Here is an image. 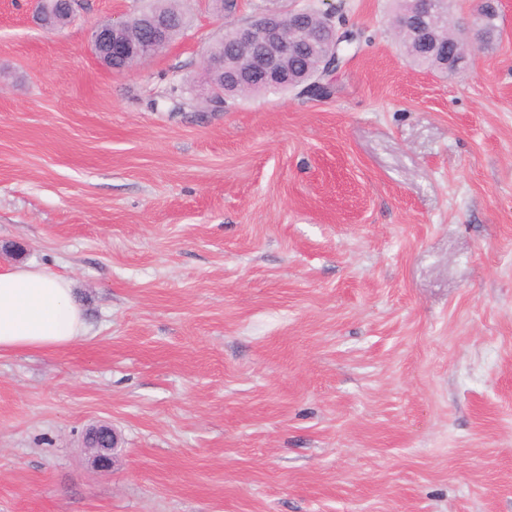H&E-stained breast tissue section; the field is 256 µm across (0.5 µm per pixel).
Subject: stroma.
<instances>
[{
  "instance_id": "stroma-1",
  "label": "stroma",
  "mask_w": 512,
  "mask_h": 512,
  "mask_svg": "<svg viewBox=\"0 0 512 512\" xmlns=\"http://www.w3.org/2000/svg\"><path fill=\"white\" fill-rule=\"evenodd\" d=\"M150 2L49 31L0 0V266L87 324L0 356V512H512V0L448 78L396 0H185L101 66L92 29ZM301 5L362 34L332 95L211 104L226 20ZM179 0H154L148 12L165 16L170 19L173 24L169 31L170 42L180 34L184 27V15L178 6ZM87 435L92 442V447L88 448L92 454V462L97 468H107L111 461V455L112 463L116 458V451L119 447L118 433L111 425L100 424L92 427ZM100 436L106 438L104 444L97 442V438Z\"/></svg>"
}]
</instances>
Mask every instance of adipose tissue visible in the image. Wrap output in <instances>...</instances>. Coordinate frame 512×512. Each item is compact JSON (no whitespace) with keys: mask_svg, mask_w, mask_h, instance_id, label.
Returning a JSON list of instances; mask_svg holds the SVG:
<instances>
[{"mask_svg":"<svg viewBox=\"0 0 512 512\" xmlns=\"http://www.w3.org/2000/svg\"><path fill=\"white\" fill-rule=\"evenodd\" d=\"M84 333L69 280L34 264L0 268V353L65 347Z\"/></svg>","mask_w":512,"mask_h":512,"instance_id":"1","label":"adipose tissue"}]
</instances>
